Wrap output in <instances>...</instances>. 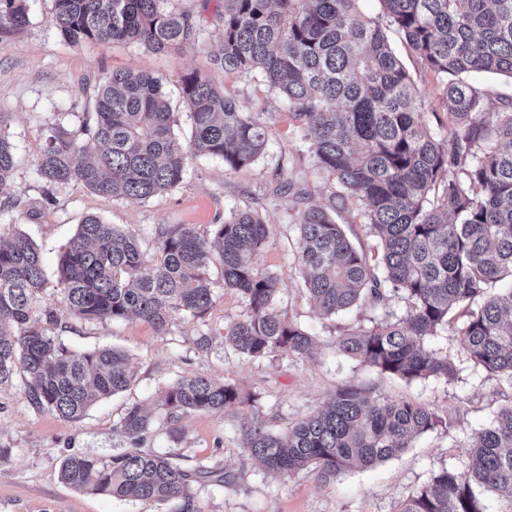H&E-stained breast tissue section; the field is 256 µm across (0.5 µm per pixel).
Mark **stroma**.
Wrapping results in <instances>:
<instances>
[{"label":"stroma","mask_w":512,"mask_h":512,"mask_svg":"<svg viewBox=\"0 0 512 512\" xmlns=\"http://www.w3.org/2000/svg\"><path fill=\"white\" fill-rule=\"evenodd\" d=\"M29 24L0 32V112L15 144L11 187L0 193V235L21 231L40 249L46 277L56 283L63 246L88 215L129 229L144 247H152L160 224H192L198 231L223 223L225 215L251 206L259 210L269 231L270 246L255 258L260 273L273 275L278 291L270 313L285 318L314 337L309 358L282 355L252 359L224 345L226 325L245 318L249 306L238 292L226 289L219 265L209 268L214 302L201 317L176 314L168 332L148 323L69 319L54 329L70 348L89 351L103 346L124 350L133 380L117 395L94 404L76 421L33 407L21 375L0 385V512H179L177 502H129L81 491L59 478L70 454L111 455L124 447L117 424L127 407L138 404L154 416L146 445L174 448L184 466L203 464L236 473L234 483L202 480L192 486L201 512H397L400 504L445 469L463 471L472 464L469 443L475 430L488 424L498 409L512 401V387L475 367L458 346L462 310L429 337L430 348L453 354L456 374L448 380L406 382L383 375L337 353L334 340L346 330L369 328L406 314L408 305L390 298L331 317L317 313L302 285L296 260V210L290 197L273 194L279 179H293L307 191V202L325 206L334 190L332 179L316 169L309 145L299 134L284 99L260 78L225 73L212 55L220 37L215 14L222 0H167V9L200 16L196 40L163 54L134 42L78 44L65 40L52 22V0H28ZM149 72L162 77L174 131L188 139L192 119L181 80L196 71L233 96L243 112L269 120V138L252 165L233 169L223 161L190 156L180 188L136 202L102 197L73 183L49 185L36 173L46 130L63 124L80 132L92 115L99 85L113 71ZM421 89L425 126L448 129V108L433 76L414 72ZM212 343L199 349L196 339ZM201 375L235 386L246 403L226 413H196L183 421L181 438L170 439L158 422L159 393L181 377ZM372 388L393 401H412L434 409L447 423L417 436L398 457L367 469L339 475L328 485L314 474L294 477L268 472L243 453V427L263 420L274 432L319 411L337 389Z\"/></svg>","instance_id":"stroma-1"}]
</instances>
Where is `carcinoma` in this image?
<instances>
[{
    "label": "carcinoma",
    "instance_id": "carcinoma-1",
    "mask_svg": "<svg viewBox=\"0 0 512 512\" xmlns=\"http://www.w3.org/2000/svg\"><path fill=\"white\" fill-rule=\"evenodd\" d=\"M165 0H53L59 33L73 42L129 41L161 54L195 39V16L163 8ZM357 0H224L215 64L257 74L288 104L310 142L316 166L337 197L365 205L381 254L370 265L332 210L298 209L297 260L318 312L335 315L394 296L407 315L345 332L336 350L381 374L408 382L449 379L450 354L426 345L448 323L452 306L468 303L457 330L460 349L476 367L512 385V105L488 112L471 73L512 75V0H382L385 20L360 18ZM27 0H0V28L28 23ZM406 41L422 73L439 82L448 106V135L422 129L420 90L390 46ZM191 110L188 144L176 137L163 78L117 71L98 88L91 122L79 140L48 128L38 159L47 183L81 184L104 197L146 201L184 181L189 155L218 158L231 168L256 161L268 141L259 116L241 112L224 90L191 72L182 80ZM0 113V192L10 187L14 145ZM269 241L255 209L232 213L200 232L192 224H159L158 256L148 260L135 233L87 216L64 246L53 287L63 309L42 303L49 282L38 246L23 233L0 237V384L23 366L33 406L66 420L126 390V353L106 346L78 353L50 326L60 315L83 321L132 317L166 333L179 312L203 316L213 303L208 270L217 262L224 287L239 292L250 315L224 327V344L251 358L311 354L312 336L267 312L277 280L254 258ZM243 403L238 390L186 376L159 396L170 437L195 413H224ZM446 424L429 407L387 400L362 387L336 391L326 408L274 433L261 421L244 429V450L267 469L313 473L329 484L353 468L399 456L419 434ZM150 415L135 404L119 422L129 447L110 456L69 455L61 480L73 488L127 501L180 502L200 512L192 484L235 476L198 465L188 469L172 451L142 447ZM475 464L445 470L402 503L398 512H488L478 489L492 491L512 512V404L475 432Z\"/></svg>",
    "mask_w": 512,
    "mask_h": 512
}]
</instances>
